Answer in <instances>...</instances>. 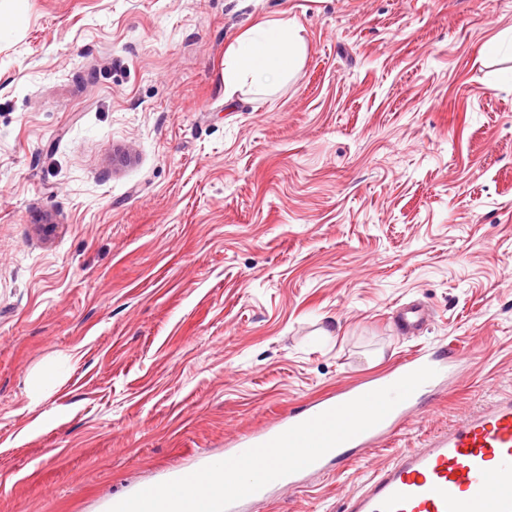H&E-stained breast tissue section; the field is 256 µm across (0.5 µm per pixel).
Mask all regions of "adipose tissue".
Instances as JSON below:
<instances>
[{
  "mask_svg": "<svg viewBox=\"0 0 512 512\" xmlns=\"http://www.w3.org/2000/svg\"><path fill=\"white\" fill-rule=\"evenodd\" d=\"M305 50L302 29L293 20H270L248 30L224 55L225 94L246 84L263 89L292 76Z\"/></svg>",
  "mask_w": 512,
  "mask_h": 512,
  "instance_id": "adipose-tissue-1",
  "label": "adipose tissue"
}]
</instances>
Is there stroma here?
<instances>
[{"label": "stroma", "mask_w": 512, "mask_h": 512, "mask_svg": "<svg viewBox=\"0 0 512 512\" xmlns=\"http://www.w3.org/2000/svg\"><path fill=\"white\" fill-rule=\"evenodd\" d=\"M0 16V512H100L447 345L456 372L400 426L246 510L345 512L512 392V0ZM279 18L303 29L300 68L226 95V50ZM413 302L428 325L404 336Z\"/></svg>", "instance_id": "obj_1"}]
</instances>
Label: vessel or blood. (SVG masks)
<instances>
[{
    "label": "vessel or blood",
    "mask_w": 512,
    "mask_h": 512,
    "mask_svg": "<svg viewBox=\"0 0 512 512\" xmlns=\"http://www.w3.org/2000/svg\"><path fill=\"white\" fill-rule=\"evenodd\" d=\"M404 334L418 333L428 319L425 309H402ZM454 358L446 348L416 349L383 379L391 385L408 373L429 366L436 379L445 377ZM417 405L409 397L379 424L333 448L311 466L319 471L373 446L383 438L404 409ZM305 414L288 413L278 424L239 437L226 457L264 444L304 422ZM346 512H512V394L478 409L460 425L434 435L423 445L403 451L399 458L378 471L347 504Z\"/></svg>",
    "instance_id": "1"
}]
</instances>
